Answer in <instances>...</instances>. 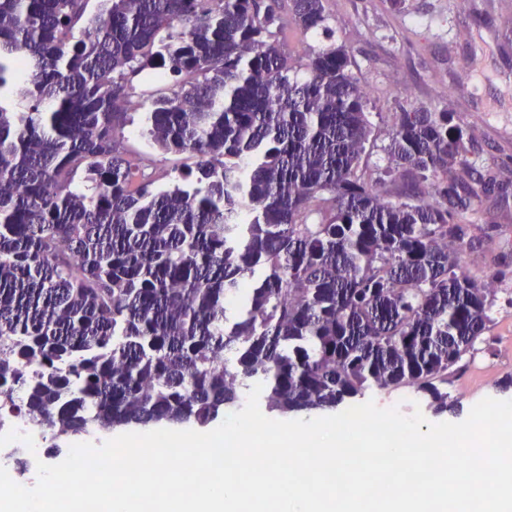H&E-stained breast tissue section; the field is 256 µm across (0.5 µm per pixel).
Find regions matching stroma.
<instances>
[{"mask_svg": "<svg viewBox=\"0 0 512 512\" xmlns=\"http://www.w3.org/2000/svg\"><path fill=\"white\" fill-rule=\"evenodd\" d=\"M328 27L300 35L290 14L281 17L279 41L291 57L344 45L355 54L353 71L368 91L369 119L375 146L370 165L388 164L386 147L404 105L452 113L472 137L477 165L512 182V0H327ZM174 79L141 76L129 94L133 102L123 144L128 153L146 159L145 172L164 189L174 176L194 167L187 153L153 148L143 130L152 97L171 92ZM476 224L493 230V239L477 252L473 273L492 275L493 254L512 247V202L477 206ZM494 321L489 340L474 360L448 382V396L463 412L491 397L512 400L503 390L512 376V281L497 282Z\"/></svg>", "mask_w": 512, "mask_h": 512, "instance_id": "obj_1", "label": "stroma"}]
</instances>
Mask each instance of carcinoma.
<instances>
[{"label":"carcinoma","mask_w":512,"mask_h":512,"mask_svg":"<svg viewBox=\"0 0 512 512\" xmlns=\"http://www.w3.org/2000/svg\"><path fill=\"white\" fill-rule=\"evenodd\" d=\"M0 0V414L82 435L206 426L246 382L267 412L350 406L376 386L453 409L448 377L484 341L494 294L463 266L465 214L508 184L448 112L411 106L389 166L325 0ZM175 79L147 134L195 158L164 190L126 156L140 73ZM83 172L95 194L72 189ZM512 279V251L494 258ZM250 288L241 289L244 279ZM224 366L216 368L217 357Z\"/></svg>","instance_id":"carcinoma-1"}]
</instances>
